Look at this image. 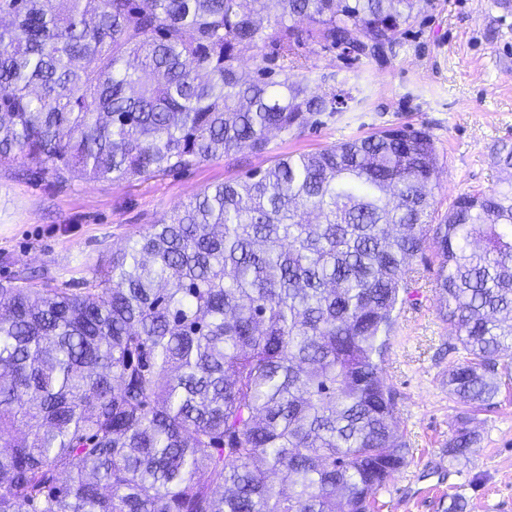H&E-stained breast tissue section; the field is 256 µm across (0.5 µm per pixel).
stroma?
Instances as JSON below:
<instances>
[{
  "instance_id": "1",
  "label": "stroma",
  "mask_w": 512,
  "mask_h": 512,
  "mask_svg": "<svg viewBox=\"0 0 512 512\" xmlns=\"http://www.w3.org/2000/svg\"><path fill=\"white\" fill-rule=\"evenodd\" d=\"M312 79L335 74L354 91L347 111L294 134L271 133L267 153L242 150L179 173L113 184L74 182L59 190L0 167V280L24 270L78 281L128 237L205 187L264 168L275 157L311 152L379 128L411 125L433 136L440 158L439 211L458 195L488 191L501 173V144L512 145V14L493 0H431L380 60L349 64L313 43L299 49ZM412 300L391 340L386 378L399 394L397 419L412 447L409 464L374 497L376 512H444L452 494L468 512H512V367L493 407L475 420L477 451L448 457L462 412L444 383L457 358L454 332L439 316L436 259L416 261Z\"/></svg>"
}]
</instances>
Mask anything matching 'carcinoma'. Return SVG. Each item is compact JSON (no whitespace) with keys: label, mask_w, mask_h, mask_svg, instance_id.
<instances>
[{"label":"carcinoma","mask_w":512,"mask_h":512,"mask_svg":"<svg viewBox=\"0 0 512 512\" xmlns=\"http://www.w3.org/2000/svg\"><path fill=\"white\" fill-rule=\"evenodd\" d=\"M421 0H0V167L144 180L342 112L289 56L396 43ZM273 51L240 69L247 50ZM441 214L439 153L376 130L206 187L81 282L0 281V512H375L407 464L386 380L413 261L438 259L458 359L493 405L512 356V146ZM462 420L448 458L469 460Z\"/></svg>","instance_id":"obj_1"}]
</instances>
